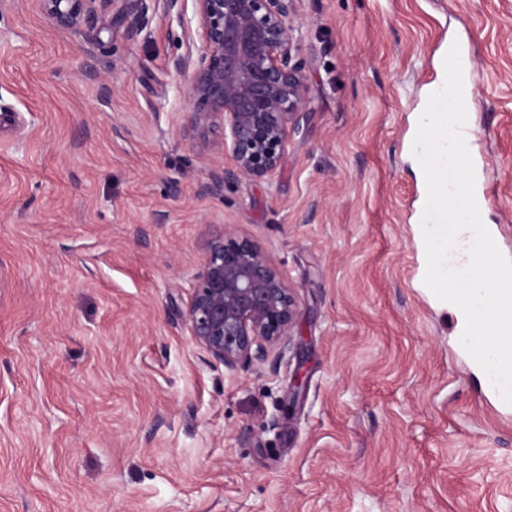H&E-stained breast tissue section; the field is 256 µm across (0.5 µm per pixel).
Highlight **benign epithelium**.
<instances>
[{
    "mask_svg": "<svg viewBox=\"0 0 512 512\" xmlns=\"http://www.w3.org/2000/svg\"><path fill=\"white\" fill-rule=\"evenodd\" d=\"M56 29H77L107 9L133 19L145 0H37ZM201 44L186 34L176 70L188 74L185 127L207 139L216 168L204 190L230 180L271 181L306 113L293 17L300 0H192ZM233 167L224 168V157ZM176 320L224 368L275 361L297 326L293 288L270 257L229 226L209 243Z\"/></svg>",
    "mask_w": 512,
    "mask_h": 512,
    "instance_id": "benign-epithelium-1",
    "label": "benign epithelium"
}]
</instances>
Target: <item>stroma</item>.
Masks as SVG:
<instances>
[{"instance_id":"35a3bbf8","label":"stroma","mask_w":512,"mask_h":512,"mask_svg":"<svg viewBox=\"0 0 512 512\" xmlns=\"http://www.w3.org/2000/svg\"><path fill=\"white\" fill-rule=\"evenodd\" d=\"M183 13L0 9V512H512V405L425 290L416 113L449 41L512 259V0H300L307 118L273 181L202 190ZM235 225L297 327L230 373L176 322Z\"/></svg>"}]
</instances>
